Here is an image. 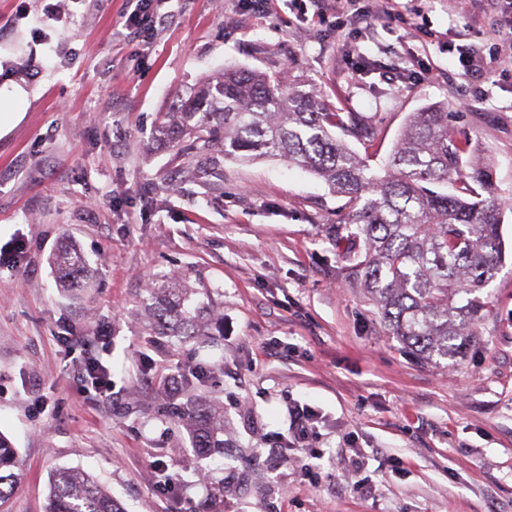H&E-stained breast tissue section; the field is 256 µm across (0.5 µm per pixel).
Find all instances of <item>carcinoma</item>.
<instances>
[{
    "mask_svg": "<svg viewBox=\"0 0 512 512\" xmlns=\"http://www.w3.org/2000/svg\"><path fill=\"white\" fill-rule=\"evenodd\" d=\"M159 134L189 143L201 163L220 157L278 159L313 172L348 211L339 239L360 244L352 274L361 279L389 332L417 357L454 358L476 341L482 306L472 297L499 270L503 201L493 166L472 159L467 133L448 124V108L410 113L384 174L346 141L368 149L377 129L358 112H341L303 76L226 68L167 112ZM59 285L85 287L89 270L73 249L54 260ZM146 330L189 340L203 335L208 292L172 278L147 290ZM197 447H224V414H197ZM20 479L19 462L0 436V502ZM45 512H124L94 477L70 468L48 479Z\"/></svg>",
    "mask_w": 512,
    "mask_h": 512,
    "instance_id": "obj_1",
    "label": "carcinoma"
}]
</instances>
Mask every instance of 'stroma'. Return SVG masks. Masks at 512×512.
Masks as SVG:
<instances>
[{
  "mask_svg": "<svg viewBox=\"0 0 512 512\" xmlns=\"http://www.w3.org/2000/svg\"><path fill=\"white\" fill-rule=\"evenodd\" d=\"M57 2L0 0V76L33 91L0 139V435L22 469L9 512H43L58 468L98 478L126 512H171L151 458L179 475L177 503L191 512H512V213L510 255L478 293L476 342L461 359L422 360L389 334L349 270V244L334 240L344 198L273 159L200 174L156 133L223 67L288 70L373 122L375 169L410 112L448 104L512 202V64L463 80L449 29L489 51L496 6L412 0L431 40L388 22L340 38L297 21L294 0H159L173 18L141 38L117 32L128 0H70L56 22ZM64 243L93 271L75 293L50 263ZM168 276L208 289L213 320L208 335L160 347L142 299ZM69 332L105 337L112 398L83 388L84 355L60 341ZM199 367L194 391L166 389L168 374ZM296 401L317 410L316 435L283 466L270 449ZM195 402L223 411V456L198 452L168 412ZM352 448L369 458L368 491L346 471ZM313 461L314 487L302 478Z\"/></svg>",
  "mask_w": 512,
  "mask_h": 512,
  "instance_id": "35a3bbf8",
  "label": "stroma"
}]
</instances>
